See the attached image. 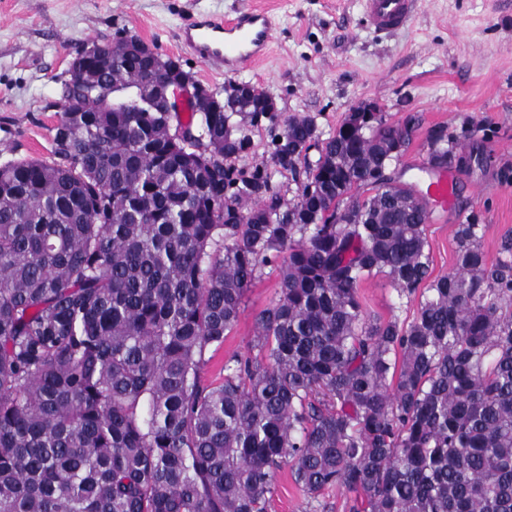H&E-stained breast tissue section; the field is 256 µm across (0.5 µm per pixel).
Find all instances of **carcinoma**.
<instances>
[{
    "instance_id": "obj_1",
    "label": "carcinoma",
    "mask_w": 512,
    "mask_h": 512,
    "mask_svg": "<svg viewBox=\"0 0 512 512\" xmlns=\"http://www.w3.org/2000/svg\"><path fill=\"white\" fill-rule=\"evenodd\" d=\"M161 75L132 51L84 89L46 159L0 164V512H267L282 466L349 512H512V240L488 264L483 225L455 231L436 277L429 208L392 168L406 144L383 113L326 139L313 119L273 136L277 196L257 168L234 186L266 92L142 112ZM431 171L468 163L432 136ZM275 301L251 348L203 372L261 270ZM423 290L406 324L369 316L362 281Z\"/></svg>"
}]
</instances>
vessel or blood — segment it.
<instances>
[{
    "label": "vessel or blood",
    "mask_w": 512,
    "mask_h": 512,
    "mask_svg": "<svg viewBox=\"0 0 512 512\" xmlns=\"http://www.w3.org/2000/svg\"><path fill=\"white\" fill-rule=\"evenodd\" d=\"M417 0H362L364 15L379 31L405 26L413 17ZM180 39L209 70L235 73L266 54L273 39L270 18L250 9L231 22L196 17L184 24Z\"/></svg>",
    "instance_id": "vessel-or-blood-1"
}]
</instances>
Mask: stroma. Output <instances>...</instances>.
<instances>
[{
	"mask_svg": "<svg viewBox=\"0 0 512 512\" xmlns=\"http://www.w3.org/2000/svg\"><path fill=\"white\" fill-rule=\"evenodd\" d=\"M250 7L274 13L273 48L232 78L274 98L280 123L308 117L325 138L364 102L396 124L413 118L414 138L400 160L410 183L431 177L434 131L456 136L463 154L482 155L453 169L454 202L433 209L425 233L433 274L453 269L454 231L470 218L484 224L482 248L496 261L502 240L512 237V0H418L411 22L390 34L369 26L360 0H0V163L47 157L63 73L87 41L138 36L220 90L232 78L211 73L179 32L191 17L228 19ZM277 289L274 266L264 267L208 378H218L229 355L247 352L254 319ZM358 293L367 313L384 320H410L418 304L382 276L362 282ZM347 498L338 488L308 498L285 468L270 512H349Z\"/></svg>",
	"mask_w": 512,
	"mask_h": 512,
	"instance_id": "35a3bbf8",
	"label": "stroma"
}]
</instances>
